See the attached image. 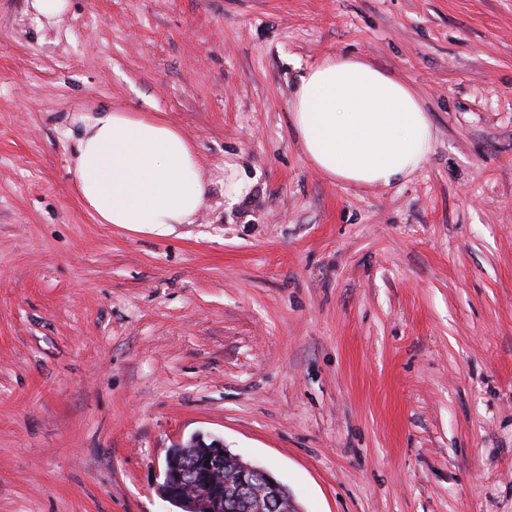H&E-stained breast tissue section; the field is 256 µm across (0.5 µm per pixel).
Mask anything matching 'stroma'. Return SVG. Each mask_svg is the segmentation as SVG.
<instances>
[{
  "instance_id": "1",
  "label": "stroma",
  "mask_w": 512,
  "mask_h": 512,
  "mask_svg": "<svg viewBox=\"0 0 512 512\" xmlns=\"http://www.w3.org/2000/svg\"><path fill=\"white\" fill-rule=\"evenodd\" d=\"M336 54L429 112L407 181L303 152L293 87ZM102 106L189 137L194 223L83 207ZM196 435L301 512H512V0H0V512H179ZM247 189L246 181L241 177L235 166L228 165L224 167V197L232 205L245 193Z\"/></svg>"
}]
</instances>
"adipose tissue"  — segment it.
<instances>
[{
	"mask_svg": "<svg viewBox=\"0 0 512 512\" xmlns=\"http://www.w3.org/2000/svg\"><path fill=\"white\" fill-rule=\"evenodd\" d=\"M290 121L312 164L353 185L409 179L435 142L430 116L408 85L344 56L326 57L300 75ZM72 174L84 207L102 224H189L208 194L183 132L117 109L87 119Z\"/></svg>",
	"mask_w": 512,
	"mask_h": 512,
	"instance_id": "1",
	"label": "adipose tissue"
}]
</instances>
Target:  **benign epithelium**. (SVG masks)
Listing matches in <instances>:
<instances>
[{"mask_svg": "<svg viewBox=\"0 0 512 512\" xmlns=\"http://www.w3.org/2000/svg\"><path fill=\"white\" fill-rule=\"evenodd\" d=\"M226 452L214 455L203 438L178 445L167 457L158 489L172 504L186 512H224V500L232 496L245 512H282L289 502L287 488L267 469L250 463L224 468Z\"/></svg>", "mask_w": 512, "mask_h": 512, "instance_id": "7a95c632", "label": "benign epithelium"}]
</instances>
